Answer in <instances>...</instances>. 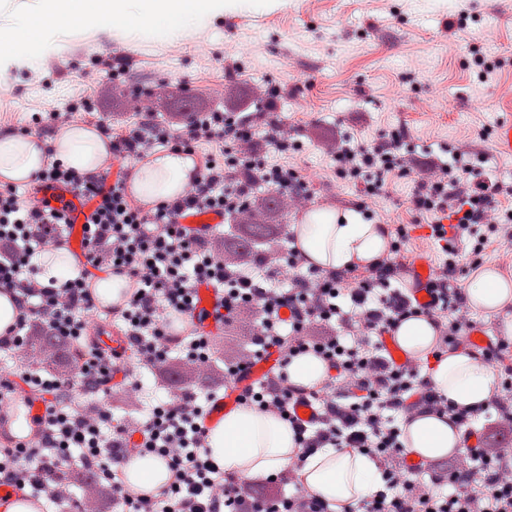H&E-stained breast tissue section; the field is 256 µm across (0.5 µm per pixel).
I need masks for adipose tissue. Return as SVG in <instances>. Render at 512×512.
Segmentation results:
<instances>
[{
	"label": "adipose tissue",
	"instance_id": "obj_1",
	"mask_svg": "<svg viewBox=\"0 0 512 512\" xmlns=\"http://www.w3.org/2000/svg\"><path fill=\"white\" fill-rule=\"evenodd\" d=\"M247 1L265 10L283 4V0H39L37 9L20 13L12 24L0 28V78L12 67L37 64L63 29L98 25L126 36L170 40ZM111 144V136L78 120L46 139L0 129V181L28 183L50 160L79 175H99L111 165ZM196 168L194 157L170 149L136 167L130 185L143 204L174 200L184 194ZM291 230L307 263L327 271L370 265L386 252L389 242L388 225L364 221L351 211L316 209ZM466 298L474 308L499 310L512 303V280L494 269H483L472 279ZM396 338L407 353L420 358L433 351L436 332L431 320L415 316L399 324ZM430 379L459 407L483 404L497 385L491 368L460 352L435 361ZM404 429L407 451L423 460L446 457L461 445L460 428L432 413L413 416ZM206 445L212 459L237 479L294 470L302 488L329 502L334 512H355L381 484L370 456L350 448H323L301 457L287 422L248 406L225 413L209 431ZM169 477L166 462L154 455L133 457L124 468L127 484L137 492L161 491Z\"/></svg>",
	"mask_w": 512,
	"mask_h": 512
}]
</instances>
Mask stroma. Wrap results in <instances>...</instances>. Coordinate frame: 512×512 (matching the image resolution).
I'll list each match as a JSON object with an SVG mask.
<instances>
[{"label": "stroma", "instance_id": "obj_1", "mask_svg": "<svg viewBox=\"0 0 512 512\" xmlns=\"http://www.w3.org/2000/svg\"><path fill=\"white\" fill-rule=\"evenodd\" d=\"M465 13L464 29L449 18ZM512 49V0H287L271 11L250 6L224 12L182 38L157 42L124 37L109 28L65 33L42 61L0 79V127L21 130L35 116L72 106V119L97 125L98 81L124 68L121 84L136 108L112 112V135L125 133L141 112L167 94L214 107L239 102L269 121L287 123L301 150L273 154L297 167L313 193L312 208L351 209L356 185L337 177L328 153L342 131L371 142L405 129L401 152L413 175L395 181L366 208L371 218L414 225L410 208L417 159L449 160L454 148L476 144L487 168L512 182V159L483 138L498 119L512 116V72L489 87L474 78L476 55ZM258 314L244 310L212 343V363L199 395L225 386L224 364L242 355ZM134 388L104 396L112 417L131 424L166 400L169 375L141 369Z\"/></svg>", "mask_w": 512, "mask_h": 512}]
</instances>
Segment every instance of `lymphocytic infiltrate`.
<instances>
[{"instance_id":"1","label":"lymphocytic infiltrate","mask_w":512,"mask_h":512,"mask_svg":"<svg viewBox=\"0 0 512 512\" xmlns=\"http://www.w3.org/2000/svg\"><path fill=\"white\" fill-rule=\"evenodd\" d=\"M405 137L402 129L371 144L346 136L337 140L330 161L338 176L360 184L365 203L382 195L392 181L409 177L400 154ZM200 143L214 145L218 156L209 157L183 196L147 211L123 193L120 183H108L106 175L84 178L54 162L43 167L35 179L37 190L72 187L95 203L83 226L87 268L58 287L33 278L31 258L36 248L67 244L70 224L50 204H37L29 191L0 186V290L10 292L19 309L14 328L0 334V351L24 350L39 324L58 340L81 346L72 363L75 377L46 375L24 365L0 382V398L23 385L46 405L44 415L32 420L34 441L0 448V485L29 487L56 501L62 489L48 480L46 468L67 461L76 449L82 468L110 488L112 512H331L328 502L305 491L276 494L278 480H266L270 495L257 497L254 481L226 475L205 445L206 411L192 387L180 388L136 427L113 422L110 409L101 404H78V396L102 392L115 365L85 340L86 317L95 310L87 282L91 270L100 269L134 281L120 317L130 346L153 368L164 364L168 351L179 344L172 323L194 309L198 283L222 288L224 322L256 309L261 322L249 338L250 350L225 365L224 372L234 376L271 349L279 353L281 370L246 389L239 404L285 416L301 454L356 448L375 459L383 485L363 500L360 512H512V455L492 443L495 429L512 428V340L501 337L488 348H471L468 333L477 323L457 277L459 267H481L489 242L512 237V207L504 205L512 199V183L489 176L486 154L475 147L455 150L451 163L415 180L410 199L415 214L445 215L456 223L454 238H445L439 227L432 233L444 260L428 284L432 301L422 305L395 285L407 271L401 259L409 239L404 224L396 225L387 254L362 272L305 268L294 246L282 250L275 262L255 254L243 262L228 261L211 248L210 237L178 224V217L189 212L240 217L249 211L260 184L308 201L311 192L299 170L267 159L271 152L299 149L285 125H270L260 144L246 112L198 111L179 129L151 113L113 139L112 157L124 165L160 146L191 151ZM290 270L297 274L295 284L281 288L279 281ZM416 314L433 320L438 353L469 350L499 368L501 382L485 405L454 407L435 391L424 362H393L382 338ZM306 353L326 365L320 388L291 384L283 371ZM300 405L311 406L309 420L298 417ZM419 410L448 417L464 427L466 437L478 439L477 445L455 452L449 468L434 472L436 481L452 486V494L430 492L403 465L402 427ZM105 424L110 432H102ZM133 432L141 436L138 455L161 457L169 466L170 482L158 494H133L124 483L121 466Z\"/></svg>"}]
</instances>
